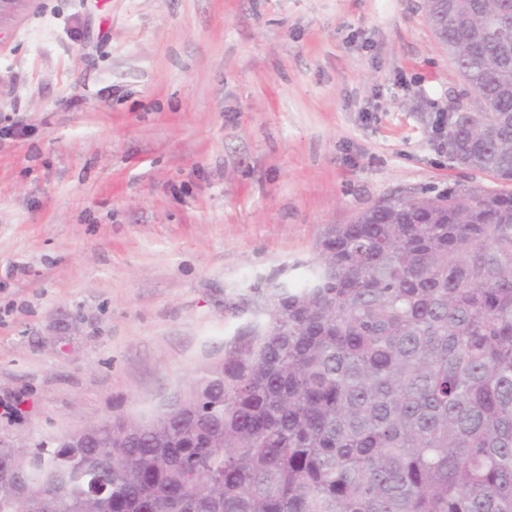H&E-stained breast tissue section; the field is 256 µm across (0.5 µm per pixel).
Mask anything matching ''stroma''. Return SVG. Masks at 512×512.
<instances>
[{"instance_id": "stroma-1", "label": "stroma", "mask_w": 512, "mask_h": 512, "mask_svg": "<svg viewBox=\"0 0 512 512\" xmlns=\"http://www.w3.org/2000/svg\"><path fill=\"white\" fill-rule=\"evenodd\" d=\"M460 84L422 0H30L1 22L0 437L151 412L326 225L512 192L448 157Z\"/></svg>"}]
</instances>
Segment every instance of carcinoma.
Wrapping results in <instances>:
<instances>
[{
  "instance_id": "obj_1",
  "label": "carcinoma",
  "mask_w": 512,
  "mask_h": 512,
  "mask_svg": "<svg viewBox=\"0 0 512 512\" xmlns=\"http://www.w3.org/2000/svg\"><path fill=\"white\" fill-rule=\"evenodd\" d=\"M456 164L512 181V0H448ZM0 447V512H512V193L329 224L298 283L183 386L81 448Z\"/></svg>"
}]
</instances>
